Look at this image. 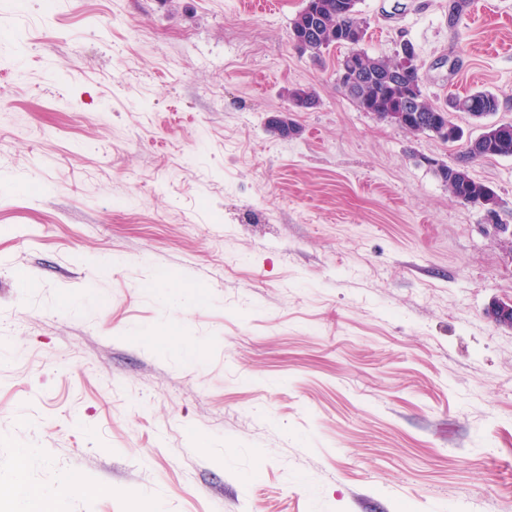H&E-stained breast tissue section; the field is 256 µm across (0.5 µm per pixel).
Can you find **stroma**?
<instances>
[{"label": "stroma", "mask_w": 512, "mask_h": 512, "mask_svg": "<svg viewBox=\"0 0 512 512\" xmlns=\"http://www.w3.org/2000/svg\"><path fill=\"white\" fill-rule=\"evenodd\" d=\"M454 2L357 8L433 105L498 97L474 137L512 0ZM304 5L0 0V512H512V246L434 172L463 143L295 49ZM470 172L512 225V158Z\"/></svg>", "instance_id": "1"}]
</instances>
